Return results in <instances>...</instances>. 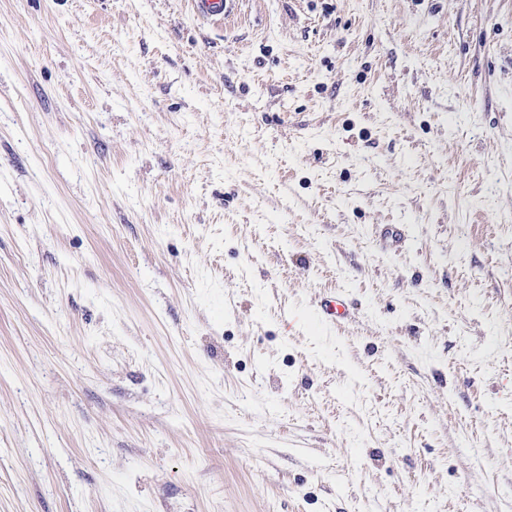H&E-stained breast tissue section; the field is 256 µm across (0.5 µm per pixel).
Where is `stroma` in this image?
<instances>
[{
	"instance_id": "1",
	"label": "stroma",
	"mask_w": 512,
	"mask_h": 512,
	"mask_svg": "<svg viewBox=\"0 0 512 512\" xmlns=\"http://www.w3.org/2000/svg\"><path fill=\"white\" fill-rule=\"evenodd\" d=\"M0 512H512V0H0ZM196 12L203 21L227 20L239 10L240 0H196ZM346 313L344 301L339 297L322 299L317 306L316 318L319 323L328 327H335L336 322Z\"/></svg>"
}]
</instances>
